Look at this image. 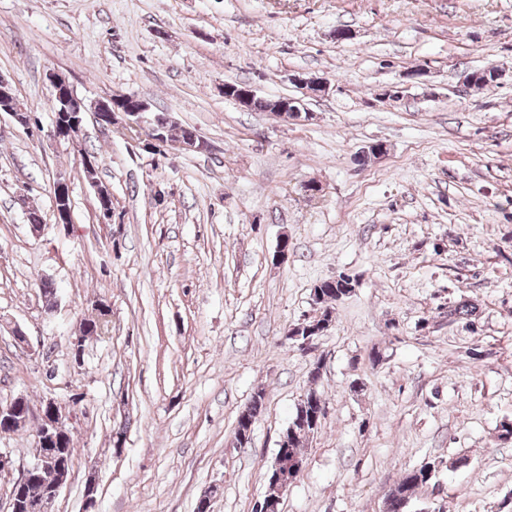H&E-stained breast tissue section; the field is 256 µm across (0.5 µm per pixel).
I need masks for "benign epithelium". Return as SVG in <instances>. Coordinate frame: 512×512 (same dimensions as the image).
Wrapping results in <instances>:
<instances>
[{
	"label": "benign epithelium",
	"instance_id": "1",
	"mask_svg": "<svg viewBox=\"0 0 512 512\" xmlns=\"http://www.w3.org/2000/svg\"><path fill=\"white\" fill-rule=\"evenodd\" d=\"M48 80L52 98L59 106V119L53 120L50 131V137L56 141L71 140L75 134L82 131L86 115L90 114L98 126L104 129H115L138 139L143 142V147L152 153L209 150L208 143L197 135L186 140H173L166 137L165 132L171 123L170 116L163 112L149 113L147 104L137 97L121 100L108 96L97 100L89 109L61 74L51 72ZM7 86L5 79L0 77V112L10 115L23 127L30 126L31 113L15 96L5 91ZM224 96L231 97L249 107L255 98V93L247 87L238 88L232 83H226ZM297 103L298 100L295 98L274 101L279 119L287 121L291 115H302ZM53 191L57 223L65 224L67 214L71 213L70 189L66 179L57 177L53 183ZM24 401L25 398L17 397L14 402L0 406V421H4L5 425L21 430L35 420L37 428L41 430L40 435L33 441V463L23 468L19 477L11 483L7 512H51L52 504L68 479L69 469L65 467L62 459L54 456V449L50 448V443L58 438L70 436V430L67 428L68 417L65 407L53 399H47L38 409L27 412L19 409V404ZM47 466L55 470L54 482L42 497L36 499L27 497L25 490L30 478ZM269 483L277 487L278 493L264 494L262 499L257 501L255 512H280L282 496L287 492L288 487L285 473L276 461L269 469Z\"/></svg>",
	"mask_w": 512,
	"mask_h": 512
}]
</instances>
